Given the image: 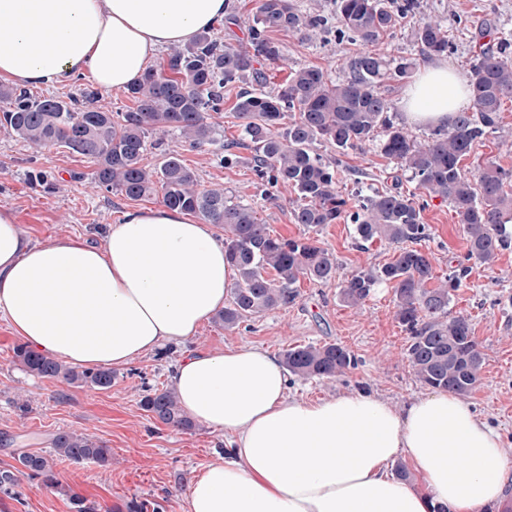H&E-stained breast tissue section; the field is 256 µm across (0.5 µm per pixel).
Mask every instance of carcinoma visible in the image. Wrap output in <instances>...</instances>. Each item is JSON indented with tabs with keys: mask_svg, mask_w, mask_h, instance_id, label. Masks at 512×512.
<instances>
[{
	"mask_svg": "<svg viewBox=\"0 0 512 512\" xmlns=\"http://www.w3.org/2000/svg\"><path fill=\"white\" fill-rule=\"evenodd\" d=\"M336 32L341 38L367 46L390 34L419 8L418 0H334ZM320 14H303L293 0H259L246 42L226 43L212 30L168 55L165 72L153 70L127 89L134 107L105 112L94 106L98 92L83 91L82 98L64 101L0 84V129L37 151L57 145L81 155L94 165L96 187L137 199L163 190V203L201 217L206 224L224 226L226 260L238 272L230 304L216 315L232 329L247 317L285 307L297 296L300 278L320 283L336 280V259L310 237H273L251 207L224 194V188H199L195 172L178 151L162 153L161 161L143 163L148 139L162 144L171 130L183 142L198 147L215 140L217 129L207 122L211 112L224 106V88L248 81L254 87L241 92L234 109L240 124L241 145L251 151L252 170L274 198L279 188L296 194L294 219L308 229L341 221L355 225L361 243L375 239L396 246L392 260L359 271L339 284V297L348 306L365 303L381 282L394 288L395 315L409 333L406 356L417 380L432 389L460 396L470 394L480 381L484 353L473 337L468 316L452 315L453 292L462 285L466 269L451 271L440 284L429 256L413 248L429 237L421 207L396 189L358 199L349 208L336 186V171L316 151L329 143L340 154L363 147L383 132L382 155L418 179L433 197L448 200L468 242V258L490 264L512 245V168L493 160L476 172L462 166L473 143L498 129L499 112L512 99V42L482 43L467 71L471 109L458 112L435 126L419 141L395 122L388 101L378 92L388 77H411L415 60L388 61L370 51L356 53L347 62V76L332 82L317 67L289 72L286 80L266 91L259 61L279 63L283 49L272 34L292 31L313 40L326 28ZM425 58L452 53L442 20L427 17L412 30ZM274 271V277L267 271ZM15 358L28 372L48 379L97 389L112 387L109 368L77 370L24 344ZM288 373L300 380L331 378L355 366L356 357L339 343L306 344L283 353ZM142 408L168 427L190 430L192 419L183 411L173 388L148 389ZM76 463H106L111 450L103 443L75 432L53 439V454L26 452L18 457L19 474L47 487L55 486L52 455ZM17 474V475H19ZM17 475L0 472V491L13 493Z\"/></svg>",
	"mask_w": 512,
	"mask_h": 512,
	"instance_id": "1",
	"label": "carcinoma"
}]
</instances>
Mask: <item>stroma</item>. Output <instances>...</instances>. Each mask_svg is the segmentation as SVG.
I'll return each instance as SVG.
<instances>
[{"label":"stroma","instance_id":"stroma-1","mask_svg":"<svg viewBox=\"0 0 512 512\" xmlns=\"http://www.w3.org/2000/svg\"><path fill=\"white\" fill-rule=\"evenodd\" d=\"M419 4L416 16L379 39L373 51L389 59L412 57L417 68H424L426 61L418 56L412 30L419 18L428 16L448 23L455 50L447 61L462 75L469 68L477 30L512 41V0H419ZM275 38L287 64L261 63L271 88L284 81L291 66H314L330 80L339 81L348 59L360 50L359 44L338 41L331 33L311 41L292 32L276 33ZM239 90L236 84L226 87L224 110L212 117L219 131L216 142L192 148L171 133L162 147L148 149L146 161L157 163L162 150H177L196 173L201 188L222 186L226 195L249 205L273 235L303 236L305 227L294 221L293 193L283 189L276 198L267 197L252 170L248 149H240L241 160L233 167L219 162L225 144L240 139V120L233 110ZM318 151L336 160L337 187L344 195H369L396 185L413 194L430 230L420 248L429 255L437 278L458 266L468 267L449 306L451 313L468 315L485 354L480 383L467 400L512 446V248L500 251L490 264L468 258L463 226L447 200L418 190L411 172L384 158L378 142L343 154L327 144L319 145ZM489 160L512 167V100L502 105L498 129L473 144L463 165L473 172ZM41 167L56 179L53 192L31 185L27 177L28 170ZM92 170L87 159L67 149L52 146L35 154L21 139L0 129V208L13 210L20 229L36 242L80 236L97 243L105 226L119 223L126 210L162 203L158 190L135 201L117 192L95 191L86 180ZM314 237L335 257L337 281L383 265L395 250L384 241L359 248L353 225L344 222L323 225ZM297 289L296 300L286 307L245 318L232 329L208 320L194 337L167 343L165 350L114 368V381L106 390L26 372L14 356L22 339L0 317V471L17 467L22 453L48 450L62 431L87 434L111 450L104 465L56 459L58 487L23 482L20 498L0 494V512H73L70 496L74 493L94 503L99 512L132 503L141 505L142 512H185L193 470L206 465L214 453L227 450L229 441L201 424L189 431L158 424L140 400L146 389L170 386L173 367L192 352H220L227 346L250 344L279 356L297 345L337 342L355 354L356 366L336 378L290 379L291 396L317 400L366 391L401 407L424 393L405 356L409 335L395 317L391 285H379L359 309L340 300L335 284L303 278Z\"/></svg>","mask_w":512,"mask_h":512}]
</instances>
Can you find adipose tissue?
<instances>
[{"label": "adipose tissue", "instance_id": "1", "mask_svg": "<svg viewBox=\"0 0 512 512\" xmlns=\"http://www.w3.org/2000/svg\"><path fill=\"white\" fill-rule=\"evenodd\" d=\"M227 13L228 0H0V78L120 91L163 47ZM469 100L441 62L400 106L412 124L439 125ZM237 281L223 243L188 211L134 208L101 243L36 244L0 208V314L30 349L74 365L120 366L195 336ZM171 381L185 413L230 443L194 472L187 512H492L512 485V452L450 391L402 407L364 391L305 401L289 395L278 357L253 345L187 354ZM400 456L422 487L391 473Z\"/></svg>", "mask_w": 512, "mask_h": 512}]
</instances>
